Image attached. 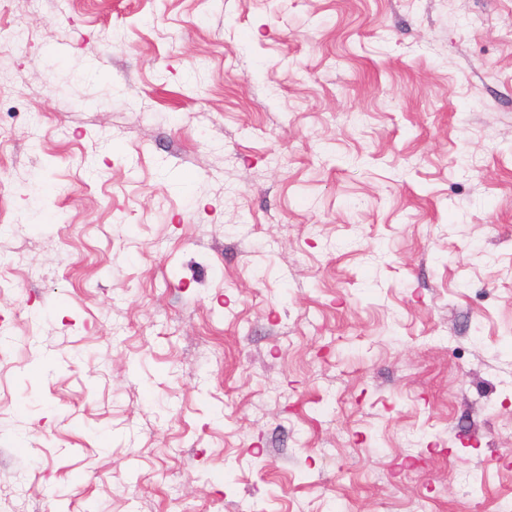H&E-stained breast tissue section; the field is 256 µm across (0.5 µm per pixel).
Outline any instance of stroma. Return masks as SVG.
<instances>
[{"mask_svg":"<svg viewBox=\"0 0 512 512\" xmlns=\"http://www.w3.org/2000/svg\"><path fill=\"white\" fill-rule=\"evenodd\" d=\"M0 499L512 506V0H0Z\"/></svg>","mask_w":512,"mask_h":512,"instance_id":"obj_1","label":"stroma"}]
</instances>
